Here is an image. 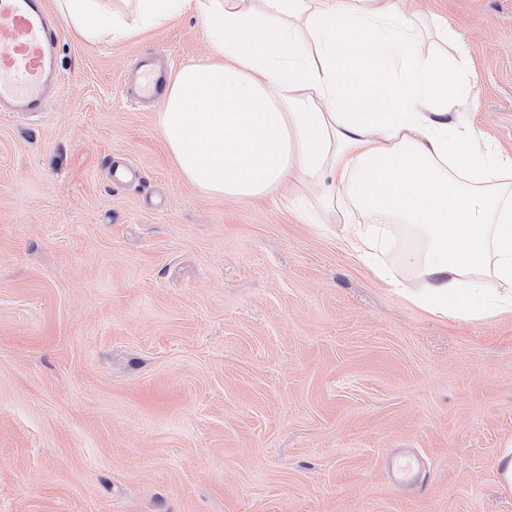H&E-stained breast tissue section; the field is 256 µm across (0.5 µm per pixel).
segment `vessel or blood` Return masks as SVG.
<instances>
[{
  "label": "vessel or blood",
  "mask_w": 512,
  "mask_h": 512,
  "mask_svg": "<svg viewBox=\"0 0 512 512\" xmlns=\"http://www.w3.org/2000/svg\"><path fill=\"white\" fill-rule=\"evenodd\" d=\"M0 112L29 114L49 107L45 90L60 83L59 30L47 0H0ZM144 82L140 96L155 95L168 81L156 60L141 62Z\"/></svg>",
  "instance_id": "obj_1"
}]
</instances>
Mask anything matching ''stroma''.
I'll return each instance as SVG.
<instances>
[{"instance_id":"stroma-1","label":"stroma","mask_w":512,"mask_h":512,"mask_svg":"<svg viewBox=\"0 0 512 512\" xmlns=\"http://www.w3.org/2000/svg\"><path fill=\"white\" fill-rule=\"evenodd\" d=\"M402 8L450 25L461 110L512 155V0ZM151 49L211 58L191 15L66 27L50 111L0 114V512H512V314L399 297L299 219L310 194L193 188L130 95Z\"/></svg>"}]
</instances>
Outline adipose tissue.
I'll use <instances>...</instances> for the list:
<instances>
[{"mask_svg":"<svg viewBox=\"0 0 512 512\" xmlns=\"http://www.w3.org/2000/svg\"><path fill=\"white\" fill-rule=\"evenodd\" d=\"M243 2L135 0L131 22L112 0L57 8L92 42L199 15L213 59L179 69L157 116L185 180L238 199L297 182L397 295L443 319L512 313V156L457 111L474 92L465 52L425 48L401 0H262L257 18Z\"/></svg>","mask_w":512,"mask_h":512,"instance_id":"adipose-tissue-1","label":"adipose tissue"}]
</instances>
